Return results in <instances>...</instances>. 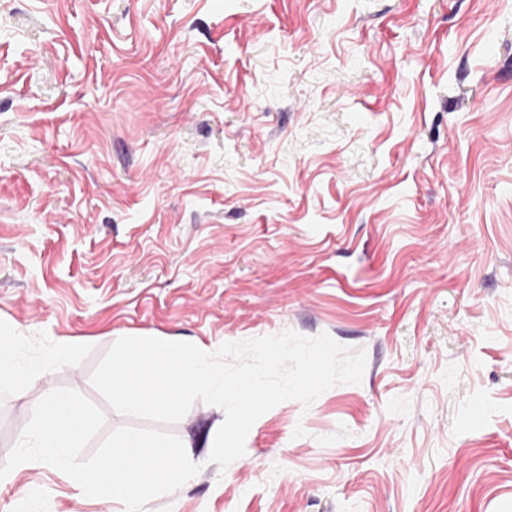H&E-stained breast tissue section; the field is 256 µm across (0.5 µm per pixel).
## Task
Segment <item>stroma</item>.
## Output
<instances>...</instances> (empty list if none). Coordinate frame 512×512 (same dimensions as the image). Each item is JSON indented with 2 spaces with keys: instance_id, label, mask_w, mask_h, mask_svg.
Masks as SVG:
<instances>
[{
  "instance_id": "obj_1",
  "label": "stroma",
  "mask_w": 512,
  "mask_h": 512,
  "mask_svg": "<svg viewBox=\"0 0 512 512\" xmlns=\"http://www.w3.org/2000/svg\"><path fill=\"white\" fill-rule=\"evenodd\" d=\"M0 464L124 336L285 331L361 383L277 404L143 512H512V0H0ZM483 418L467 422L471 407ZM36 464L0 512H121ZM23 342L22 336H17L13 331L0 333V364L9 365L11 379L15 388L23 390L28 381L37 373L44 374L52 370L63 361L70 360L73 355L71 347H59L47 355L36 364H15L14 358L17 350Z\"/></svg>"
}]
</instances>
